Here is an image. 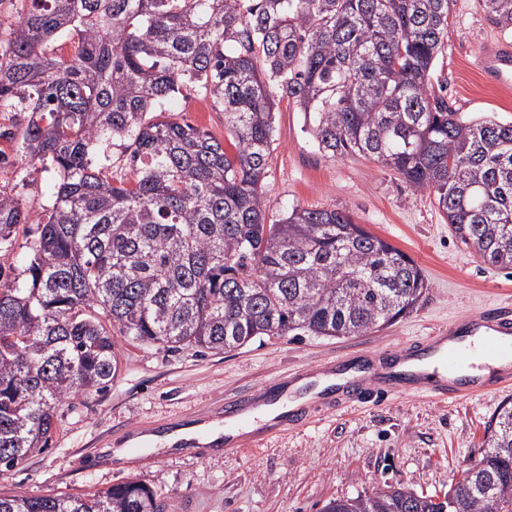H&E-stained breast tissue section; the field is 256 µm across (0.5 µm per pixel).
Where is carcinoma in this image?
Listing matches in <instances>:
<instances>
[{"label":"carcinoma","mask_w":512,"mask_h":512,"mask_svg":"<svg viewBox=\"0 0 512 512\" xmlns=\"http://www.w3.org/2000/svg\"><path fill=\"white\" fill-rule=\"evenodd\" d=\"M0 109L59 180L40 216L0 190V258L36 225L25 269L1 280L0 467L53 438L54 414L118 375L115 337L228 352L256 339L359 336L412 313L427 283L346 210L266 218L275 98L318 150L358 155L434 193L454 235L512 269V121L468 119L429 82L453 0H0ZM512 33V0H481ZM77 37L68 58L54 40ZM185 91L224 114V140L154 113ZM119 141L112 176L90 148ZM0 512H164L136 480L104 491L0 493ZM324 512H512V406L485 427L479 467L442 496L405 487Z\"/></svg>","instance_id":"1"}]
</instances>
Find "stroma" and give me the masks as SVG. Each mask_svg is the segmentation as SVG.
<instances>
[{
	"mask_svg": "<svg viewBox=\"0 0 512 512\" xmlns=\"http://www.w3.org/2000/svg\"><path fill=\"white\" fill-rule=\"evenodd\" d=\"M504 37L481 0H453L433 82L445 86L464 117L512 120V85L487 83L476 64L481 47ZM169 111L178 122L224 136V116L203 94L175 97ZM56 179L51 162L21 158L0 189L40 212L53 202ZM265 193L269 220L295 205L344 208L405 252L428 282L417 311L359 336L266 337L226 353L120 341L117 378L105 391L78 394L60 407L50 447L0 473V492L90 493L135 479L161 498L166 512H322L330 500L388 484L441 495L460 479L512 389L452 403L392 391L273 435L256 450L135 447L123 463L109 458L108 449L134 433L223 419L225 405L296 372L398 350L487 305L512 304V270L485 263L461 243L433 194L414 191L372 160L323 155L304 130L302 112L284 99L276 103Z\"/></svg>",
	"mask_w": 512,
	"mask_h": 512,
	"instance_id": "1",
	"label": "stroma"
}]
</instances>
